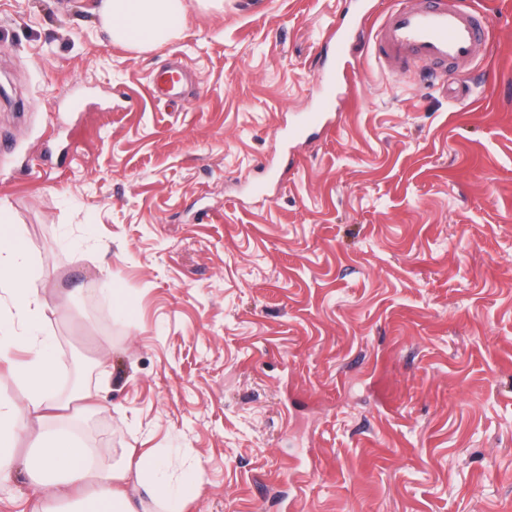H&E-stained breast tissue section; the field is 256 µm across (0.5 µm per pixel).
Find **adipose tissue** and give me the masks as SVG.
Segmentation results:
<instances>
[{"label":"adipose tissue","mask_w":512,"mask_h":512,"mask_svg":"<svg viewBox=\"0 0 512 512\" xmlns=\"http://www.w3.org/2000/svg\"><path fill=\"white\" fill-rule=\"evenodd\" d=\"M94 12L110 42L149 49L179 34L187 0H99ZM22 242L23 234L16 227L0 237V262L11 263L7 287L15 308L12 318L0 317V361L8 360L17 340L23 341L28 353L27 361L14 371L27 391L25 405L0 401V481L21 469L45 494L66 503L72 512H138L136 502L116 487L125 478L124 469L104 464L103 449L87 447L80 439L50 429L59 417L54 389L58 356L52 339L40 332L48 306L25 286L28 272L22 263ZM31 414L49 429L43 433L37 453L21 460L14 448L18 423ZM165 467L163 460L150 457L147 465L137 468L138 483L152 500L163 503L164 512H184L187 493L195 481L185 478L182 493H171L160 479ZM88 484L95 487L92 494L73 497V490Z\"/></svg>","instance_id":"obj_1"}]
</instances>
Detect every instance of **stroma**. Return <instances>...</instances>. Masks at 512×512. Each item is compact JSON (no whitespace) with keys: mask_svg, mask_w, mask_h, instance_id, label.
<instances>
[{"mask_svg":"<svg viewBox=\"0 0 512 512\" xmlns=\"http://www.w3.org/2000/svg\"><path fill=\"white\" fill-rule=\"evenodd\" d=\"M93 3L0 0V206L60 427L177 457L186 512H512V0H466L489 35L443 75L359 48L284 155L355 0H189L147 52ZM176 63L171 106L148 83ZM51 505L0 484V512ZM331 99L329 95L323 96L319 103L308 112L303 113L299 127L288 131V137L296 138L305 132L317 131L329 125L328 118L331 115Z\"/></svg>","mask_w":512,"mask_h":512,"instance_id":"35a3bbf8","label":"stroma"}]
</instances>
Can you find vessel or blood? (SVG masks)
<instances>
[{"label":"vessel or blood","instance_id":"obj_1","mask_svg":"<svg viewBox=\"0 0 512 512\" xmlns=\"http://www.w3.org/2000/svg\"><path fill=\"white\" fill-rule=\"evenodd\" d=\"M332 35L336 39L337 62L326 78L330 93L303 113L301 124L291 130V137L326 128L331 94L342 93L349 86L345 57L350 32L337 28ZM485 36L486 27L480 15L460 7L455 0H399L381 23L370 29L369 43L377 61L390 72H401L410 60L418 59L444 73L467 66Z\"/></svg>","mask_w":512,"mask_h":512}]
</instances>
